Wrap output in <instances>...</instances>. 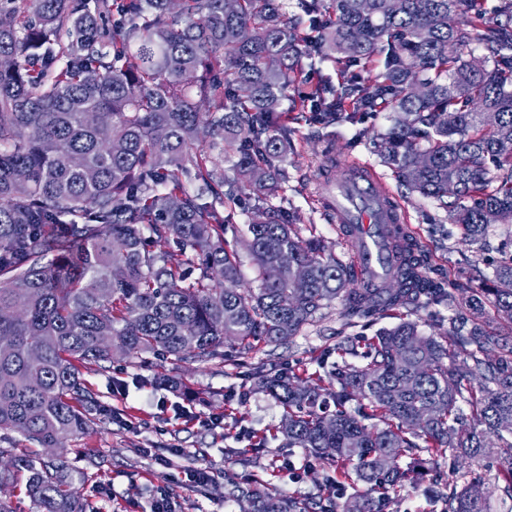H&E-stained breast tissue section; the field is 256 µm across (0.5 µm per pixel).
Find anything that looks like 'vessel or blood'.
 <instances>
[{
    "label": "vessel or blood",
    "instance_id": "vessel-or-blood-1",
    "mask_svg": "<svg viewBox=\"0 0 512 512\" xmlns=\"http://www.w3.org/2000/svg\"><path fill=\"white\" fill-rule=\"evenodd\" d=\"M320 205L336 223L345 225L361 277L374 280L391 268L394 254L384 227L406 223L407 216L385 179L369 164L354 162L350 175L330 187Z\"/></svg>",
    "mask_w": 512,
    "mask_h": 512
}]
</instances>
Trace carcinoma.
<instances>
[{"instance_id": "cac0c4a2", "label": "carcinoma", "mask_w": 512, "mask_h": 512, "mask_svg": "<svg viewBox=\"0 0 512 512\" xmlns=\"http://www.w3.org/2000/svg\"><path fill=\"white\" fill-rule=\"evenodd\" d=\"M301 7L305 21L278 0H0V431L42 448L84 433L98 402L83 368L115 351L206 361L231 342L246 358L338 298L352 324L446 300L447 330L425 336L403 320L361 351L341 346L363 365L344 363L326 387L294 373L258 384L286 411L283 446L336 458L364 485L361 512H386L390 494L416 483L401 457L454 470L497 440L502 477L470 470L442 496V512H488L491 494L512 499V342L485 309L512 327V254L492 287L460 298L390 226L395 266L382 287L354 288L351 267L265 201L288 178L290 74L316 55L343 74L380 70L366 88L311 89L299 112L324 124L393 113L380 155L408 193L438 202L472 244L511 224L512 0L492 17L480 0ZM217 146L230 176L211 161ZM245 196L249 222L229 240L217 206ZM241 241L256 288L241 286ZM227 481L250 512H331ZM1 484L22 485L33 512H87L60 458L0 448Z\"/></svg>"}]
</instances>
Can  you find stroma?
Returning <instances> with one entry per match:
<instances>
[{"label":"stroma","instance_id":"stroma-1","mask_svg":"<svg viewBox=\"0 0 512 512\" xmlns=\"http://www.w3.org/2000/svg\"><path fill=\"white\" fill-rule=\"evenodd\" d=\"M339 83L333 62L307 57L288 94L298 99L311 86L333 92ZM282 121L291 131L296 150L288 158V181L270 203L294 214L302 238L323 240L339 261L351 264V248L341 225L328 219L318 199L327 190L324 173L329 166L343 170L359 159L384 174L408 211L409 231L460 295L490 284L503 253L512 250V226L490 225L483 242L472 245L435 201L407 194L375 148L378 136L390 126L387 113L358 112L353 119L322 125L287 112ZM340 311V303L332 302L296 336L278 345H258L245 362L228 349L223 357L209 361L151 365L118 355L109 368H84V378L100 405L94 423L82 435L67 440L58 455L92 512H147L151 493L160 490L169 492L176 512H242L241 505L227 496L230 475L261 478L297 499L318 496L336 480L343 489L342 501L353 499L362 484L340 478L334 462L311 458L302 448L283 447L281 438L274 435L283 410L255 387L262 371L293 372L305 378L326 375L339 360V343L360 334L375 337L399 321L398 316L387 315L371 326L350 327ZM161 371L179 378L180 387H156L152 379ZM116 409L121 412L117 419L112 416ZM213 416L220 417L219 426L208 425ZM154 444L181 449L182 454L174 458L172 467H163L146 452ZM292 463L308 466L300 481H292L289 475ZM200 467L213 475L208 485L194 488L173 482L174 474ZM434 470V464H426L420 484L401 490L388 512H441L435 495L455 481L456 471H445L443 483L437 484Z\"/></svg>","mask_w":512,"mask_h":512}]
</instances>
